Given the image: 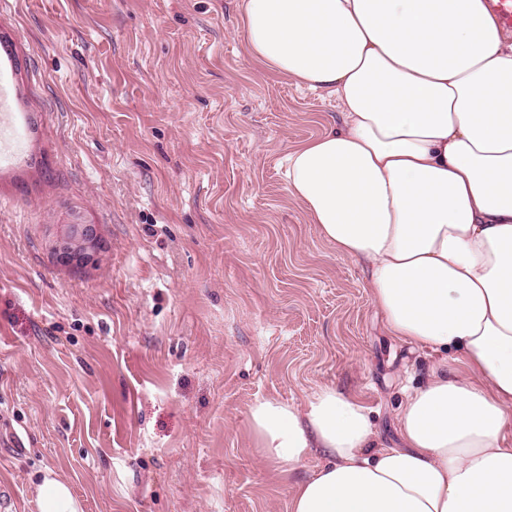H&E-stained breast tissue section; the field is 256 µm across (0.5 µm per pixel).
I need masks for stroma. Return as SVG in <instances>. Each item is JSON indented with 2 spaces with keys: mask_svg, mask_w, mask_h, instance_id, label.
Returning <instances> with one entry per match:
<instances>
[{
  "mask_svg": "<svg viewBox=\"0 0 512 512\" xmlns=\"http://www.w3.org/2000/svg\"><path fill=\"white\" fill-rule=\"evenodd\" d=\"M243 0H0V484L83 512H290L259 399L359 396L395 445L432 360L387 336L362 265L310 224L288 151L335 96L251 57ZM93 224L96 260L53 248ZM37 512H82L67 482L47 471L36 489Z\"/></svg>",
  "mask_w": 512,
  "mask_h": 512,
  "instance_id": "1",
  "label": "stroma"
}]
</instances>
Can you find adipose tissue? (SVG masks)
Segmentation results:
<instances>
[{"label":"adipose tissue","mask_w":512,"mask_h":512,"mask_svg":"<svg viewBox=\"0 0 512 512\" xmlns=\"http://www.w3.org/2000/svg\"><path fill=\"white\" fill-rule=\"evenodd\" d=\"M251 56L335 95V127L289 151L320 237L367 264L394 340L434 362L404 390L400 443L323 386L250 408L290 512H512V45L482 0H244ZM38 512H82L46 472Z\"/></svg>","instance_id":"1"}]
</instances>
